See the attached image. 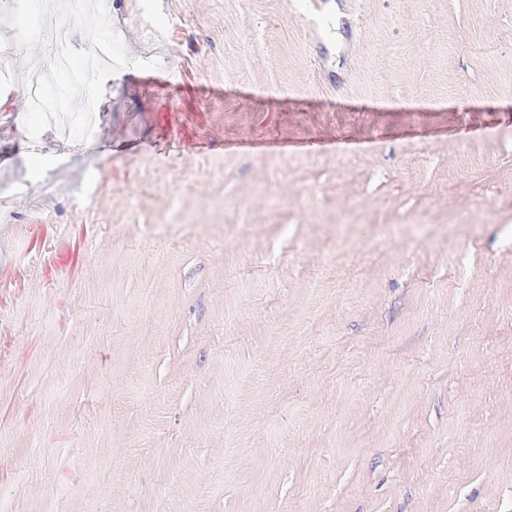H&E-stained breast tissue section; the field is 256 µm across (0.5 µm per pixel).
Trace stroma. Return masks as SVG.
Segmentation results:
<instances>
[{"mask_svg": "<svg viewBox=\"0 0 512 512\" xmlns=\"http://www.w3.org/2000/svg\"><path fill=\"white\" fill-rule=\"evenodd\" d=\"M105 0L88 141L0 24V512H512V0Z\"/></svg>", "mask_w": 512, "mask_h": 512, "instance_id": "35a3bbf8", "label": "stroma"}]
</instances>
